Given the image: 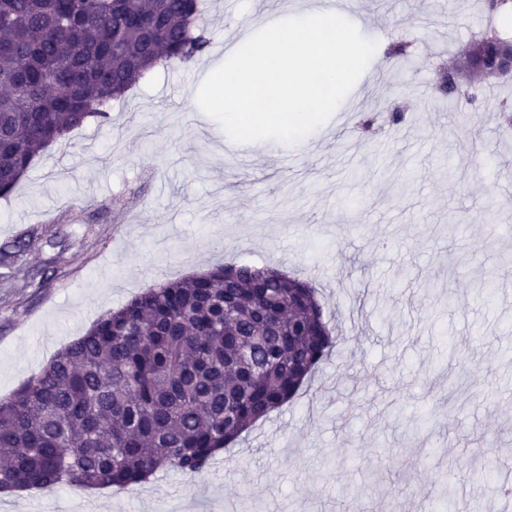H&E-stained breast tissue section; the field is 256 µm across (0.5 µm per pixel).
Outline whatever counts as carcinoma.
I'll return each mask as SVG.
<instances>
[{
  "label": "carcinoma",
  "mask_w": 512,
  "mask_h": 512,
  "mask_svg": "<svg viewBox=\"0 0 512 512\" xmlns=\"http://www.w3.org/2000/svg\"><path fill=\"white\" fill-rule=\"evenodd\" d=\"M491 18L512 0L482 2ZM202 0H0V197L43 148L109 117L154 67L201 58ZM487 56L448 79V107L485 98ZM337 337L315 288L270 268L219 264L101 315L0 398V491L128 488L201 473L299 395Z\"/></svg>",
  "instance_id": "cac0c4a2"
}]
</instances>
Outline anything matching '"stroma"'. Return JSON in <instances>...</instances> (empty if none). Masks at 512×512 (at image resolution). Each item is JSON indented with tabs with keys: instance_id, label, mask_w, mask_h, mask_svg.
<instances>
[{
	"instance_id": "1",
	"label": "stroma",
	"mask_w": 512,
	"mask_h": 512,
	"mask_svg": "<svg viewBox=\"0 0 512 512\" xmlns=\"http://www.w3.org/2000/svg\"><path fill=\"white\" fill-rule=\"evenodd\" d=\"M289 0H210L207 54L160 65L123 111L50 145L0 198V247L33 232L67 245L46 284L26 277L51 248L0 266V397L40 372L105 311L222 262L312 281L339 343L311 388L273 411L203 472H158L128 490L45 488L0 497V512H432L457 487L481 512H512V133L491 98L448 108L435 65L483 31L476 0H341L378 46L401 37L406 60L372 61L331 119L294 145L239 148L194 99L242 42ZM399 110L360 143L359 118ZM378 494L356 499L370 467Z\"/></svg>"
}]
</instances>
